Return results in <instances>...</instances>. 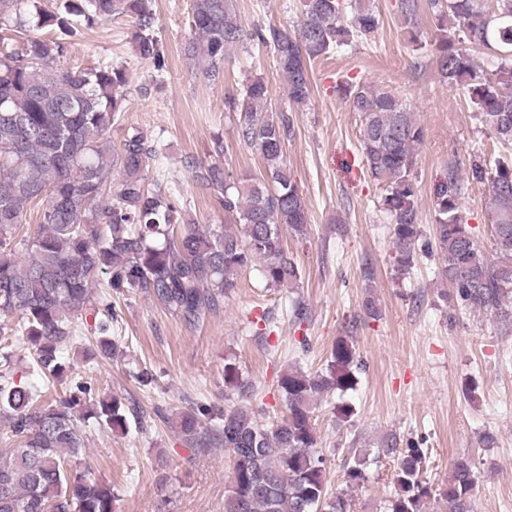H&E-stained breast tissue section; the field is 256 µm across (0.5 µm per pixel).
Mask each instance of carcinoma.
Instances as JSON below:
<instances>
[{
	"label": "carcinoma",
	"mask_w": 512,
	"mask_h": 512,
	"mask_svg": "<svg viewBox=\"0 0 512 512\" xmlns=\"http://www.w3.org/2000/svg\"><path fill=\"white\" fill-rule=\"evenodd\" d=\"M298 30L245 27L233 0H191L192 41L187 58L202 64L212 82L224 79L230 49L257 42L272 49L296 104L310 95V63L355 38L372 34L379 21L363 0H302ZM441 35L435 46L438 74L460 86L496 139L512 144V0H428ZM135 16L136 51L160 68L164 56L152 34L150 0H64L55 11L40 0H0V432L17 441L0 453V512H115L109 483L72 471L67 462L86 448L87 428L124 431L139 412L114 396L90 401L91 383L80 377L69 392L44 400L43 387L13 380L16 349H28L44 387L67 377L68 347L87 317H96L91 357L111 358L118 314L93 288L108 277L117 295L147 294L189 325L215 312L236 287L239 270L256 262L266 285L296 288L301 269L283 245V230L306 235L302 191L291 178L283 146L292 132L286 112L268 104L264 79L249 81L239 112V138L257 148L272 186L238 185L224 172V140H212L210 161L191 163V179L216 199L239 227H202L183 218L173 193L147 184L150 161L162 145L127 133L112 148V126L125 111L126 68L102 64L63 69L68 39L112 18ZM50 27L58 34L42 37ZM458 28V39L448 29ZM480 52L496 62L487 72ZM353 111L363 118L361 149L367 171L384 183L395 271L409 273L419 252H435L439 274L459 308L485 312L512 330V161L488 167L480 158L471 176L489 185L493 256L461 222L459 178L453 172L435 190L433 240L420 242L414 152L424 129L404 101L370 85H346ZM42 206L34 234L17 239L28 209ZM361 362L348 340L336 341L327 368L289 370L278 380L288 415L260 423L255 411L224 412L213 438L233 457L224 512H353L352 499L328 492L326 458L317 448L313 413L325 393L354 389ZM424 449L401 454L396 494L383 512H471L478 474L463 458L448 482L423 480Z\"/></svg>",
	"instance_id": "cac0c4a2"
}]
</instances>
